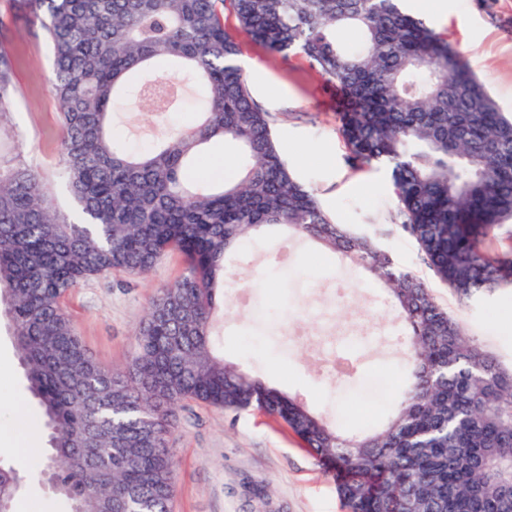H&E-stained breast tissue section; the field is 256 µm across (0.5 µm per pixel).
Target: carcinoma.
<instances>
[{"instance_id": "cac0c4a2", "label": "carcinoma", "mask_w": 512, "mask_h": 512, "mask_svg": "<svg viewBox=\"0 0 512 512\" xmlns=\"http://www.w3.org/2000/svg\"><path fill=\"white\" fill-rule=\"evenodd\" d=\"M301 54L340 94L339 132L357 168L391 178L401 231L465 302L512 288V244L481 247L512 222V115L470 62L399 0H22L50 45L58 163L75 205L62 212L15 129L17 59L0 19V318L47 433L42 484L70 512H172L176 409L193 400L281 420L330 475L348 512H512V371L426 284L322 210L273 141L224 28ZM356 27L355 47L336 30ZM193 121L142 152L112 126L133 102L162 122L185 97ZM234 142L230 180L194 168ZM271 229L357 266L397 313L405 381L379 428L349 431L224 360L215 339L228 258ZM186 262L158 289L124 369L87 352L68 297L94 278H144ZM23 486L0 459V496Z\"/></svg>"}]
</instances>
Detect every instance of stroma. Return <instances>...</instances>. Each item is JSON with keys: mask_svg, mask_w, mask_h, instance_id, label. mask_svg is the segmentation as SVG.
I'll return each mask as SVG.
<instances>
[{"mask_svg": "<svg viewBox=\"0 0 512 512\" xmlns=\"http://www.w3.org/2000/svg\"><path fill=\"white\" fill-rule=\"evenodd\" d=\"M438 12L419 15L470 60L503 112L512 114V0H446ZM10 20L19 96L14 123L26 158L54 189L58 206L74 205L58 176L56 103L49 91L51 54L39 24L19 0H0ZM239 63L253 98L268 112L276 146L298 178L312 187L323 210L353 233L374 240L402 266L427 281L434 297L462 320L497 360L512 369V289L464 307L423 262L416 243L398 231L389 175L353 168L338 133L335 90L299 54L270 51L239 39ZM165 131L150 112L127 106L120 132L135 148ZM287 253L276 264L267 257ZM179 253L168 254L146 278L121 274L90 280L68 302L89 354L109 369L124 367L140 321L157 290L183 273ZM236 279L247 288L228 294L218 343L225 359L296 395L314 410L366 425L390 409L400 387L397 353L387 342L395 321L381 288L360 282L357 271L311 241L264 235L234 259ZM25 381L7 325H0V458L26 475L13 512H69L66 502L29 479L34 457L20 458L28 438L43 433L20 423ZM177 469L174 512H346L332 480L281 424L250 410L227 412L183 402L171 435Z\"/></svg>", "mask_w": 512, "mask_h": 512, "instance_id": "1", "label": "stroma"}]
</instances>
